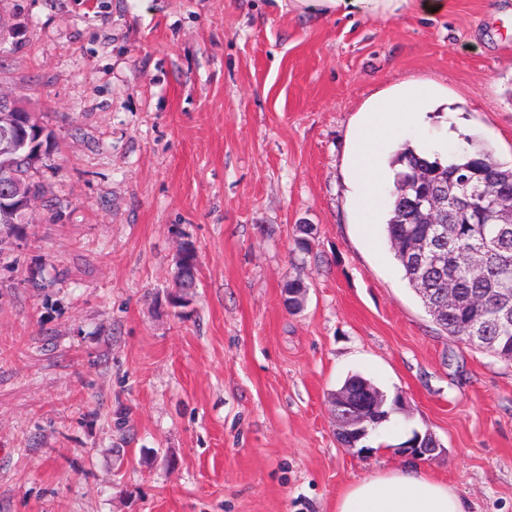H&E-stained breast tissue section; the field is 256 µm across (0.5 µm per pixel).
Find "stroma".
<instances>
[{
    "instance_id": "obj_1",
    "label": "stroma",
    "mask_w": 512,
    "mask_h": 512,
    "mask_svg": "<svg viewBox=\"0 0 512 512\" xmlns=\"http://www.w3.org/2000/svg\"><path fill=\"white\" fill-rule=\"evenodd\" d=\"M447 2L0 0V88L53 143L0 247V512H335L406 463L338 441L328 396L353 374L405 396L386 432H432L422 467L471 512H512V364L433 322L346 169L359 110L411 80L439 102L386 157L444 141L512 163V0ZM288 9L295 13H311L320 17H331L339 13L346 15L353 10L377 18H387L410 5L419 6L425 13H439L446 9L444 0H289ZM436 8L435 12L431 9ZM179 253L180 260L175 264L172 276V288L175 291L170 293L169 299L173 307L186 308L193 297L188 290L194 285L198 288L199 265L196 251L191 244L184 245ZM309 286L301 279L289 280L284 285V295L288 298V309L299 311L304 307Z\"/></svg>"
}]
</instances>
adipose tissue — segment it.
Wrapping results in <instances>:
<instances>
[{"mask_svg": "<svg viewBox=\"0 0 512 512\" xmlns=\"http://www.w3.org/2000/svg\"><path fill=\"white\" fill-rule=\"evenodd\" d=\"M423 11L445 10V0H289L291 10L322 17L352 11L377 18L397 14L409 6ZM435 87L407 82L393 92L371 98L359 111L348 154L349 177L362 224L386 220V187L394 179L384 148L399 130L415 124L431 110ZM336 512H469L468 504L447 483L429 476L420 466H406L357 480L336 500Z\"/></svg>", "mask_w": 512, "mask_h": 512, "instance_id": "obj_1", "label": "adipose tissue"}]
</instances>
